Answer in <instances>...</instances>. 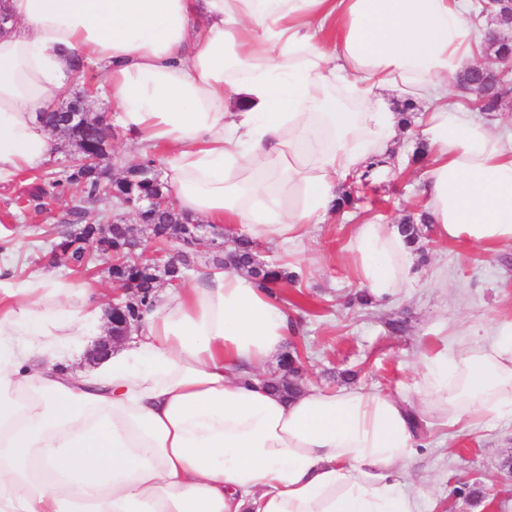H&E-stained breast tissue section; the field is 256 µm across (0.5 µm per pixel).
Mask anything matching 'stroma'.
Segmentation results:
<instances>
[{"instance_id": "stroma-1", "label": "stroma", "mask_w": 512, "mask_h": 512, "mask_svg": "<svg viewBox=\"0 0 512 512\" xmlns=\"http://www.w3.org/2000/svg\"><path fill=\"white\" fill-rule=\"evenodd\" d=\"M422 128L400 136L394 167L349 183L354 208L310 225L302 245L285 252L260 243L258 257L298 274L283 289L299 322L285 351L303 356V381L329 389L363 387L413 393L417 362L441 347L442 332L470 338L492 322L512 321V243L476 246L439 240L422 225L415 288L389 302L350 304L359 289L347 243L354 225L399 224L423 205L421 168L412 157ZM36 180L24 172L0 183V265L18 277L43 269L38 230L58 223L71 198L38 202ZM423 445L409 479L430 490L425 512H512V416L438 430L421 414Z\"/></svg>"}]
</instances>
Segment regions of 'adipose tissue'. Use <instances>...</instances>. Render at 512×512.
<instances>
[{"instance_id": "ef3b65f1", "label": "adipose tissue", "mask_w": 512, "mask_h": 512, "mask_svg": "<svg viewBox=\"0 0 512 512\" xmlns=\"http://www.w3.org/2000/svg\"><path fill=\"white\" fill-rule=\"evenodd\" d=\"M0 182L55 156L40 116L98 78L131 143L166 154L179 209L259 242H299L423 103L425 214L438 238L512 243V142L474 119L458 76L487 27L467 0H0ZM361 288H412L399 225H355ZM91 281L0 277V512H422L403 477L407 399L262 372L296 326L252 278L163 291L132 341L83 373L104 330ZM424 355L437 426L512 416V322Z\"/></svg>"}]
</instances>
